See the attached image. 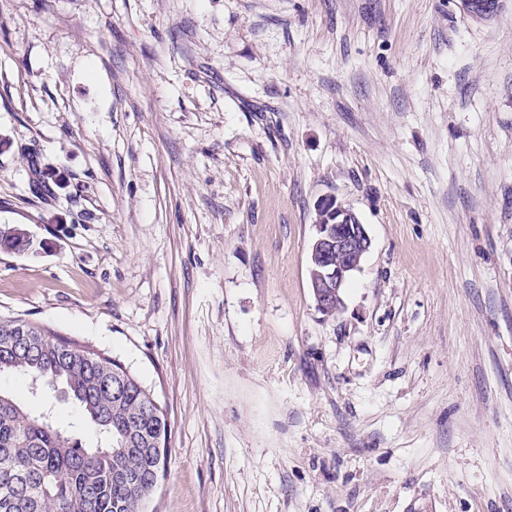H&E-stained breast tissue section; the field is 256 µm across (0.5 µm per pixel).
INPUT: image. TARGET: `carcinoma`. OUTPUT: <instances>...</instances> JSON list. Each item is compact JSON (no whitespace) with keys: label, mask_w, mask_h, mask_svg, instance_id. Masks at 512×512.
I'll return each instance as SVG.
<instances>
[{"label":"carcinoma","mask_w":512,"mask_h":512,"mask_svg":"<svg viewBox=\"0 0 512 512\" xmlns=\"http://www.w3.org/2000/svg\"><path fill=\"white\" fill-rule=\"evenodd\" d=\"M27 246L18 226L0 225V248ZM2 373L63 390L104 443L86 448L0 391V512H142L165 469L168 419L126 366L47 326L0 316Z\"/></svg>","instance_id":"obj_1"}]
</instances>
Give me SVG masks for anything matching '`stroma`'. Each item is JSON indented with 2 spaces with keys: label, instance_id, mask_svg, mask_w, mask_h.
Returning a JSON list of instances; mask_svg holds the SVG:
<instances>
[{
  "label": "stroma",
  "instance_id": "obj_1",
  "mask_svg": "<svg viewBox=\"0 0 512 512\" xmlns=\"http://www.w3.org/2000/svg\"><path fill=\"white\" fill-rule=\"evenodd\" d=\"M0 224V315L166 409L144 512H512V0H0ZM309 255V286L318 311L335 316L344 308V290L361 269L372 239L365 224L348 208L332 199L320 206ZM24 229L22 225H0V248L20 252L25 249L29 243H26V234L18 229Z\"/></svg>",
  "mask_w": 512,
  "mask_h": 512
}]
</instances>
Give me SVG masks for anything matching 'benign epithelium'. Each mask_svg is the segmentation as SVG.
<instances>
[{"mask_svg":"<svg viewBox=\"0 0 512 512\" xmlns=\"http://www.w3.org/2000/svg\"><path fill=\"white\" fill-rule=\"evenodd\" d=\"M466 7L476 16H488L496 11L498 0H466ZM319 209L323 217L315 225L310 249L309 286L318 311L330 317L344 308V290L360 271L372 239L366 225L336 201L328 199Z\"/></svg>","mask_w":512,"mask_h":512,"instance_id":"7a95c632","label":"benign epithelium"}]
</instances>
